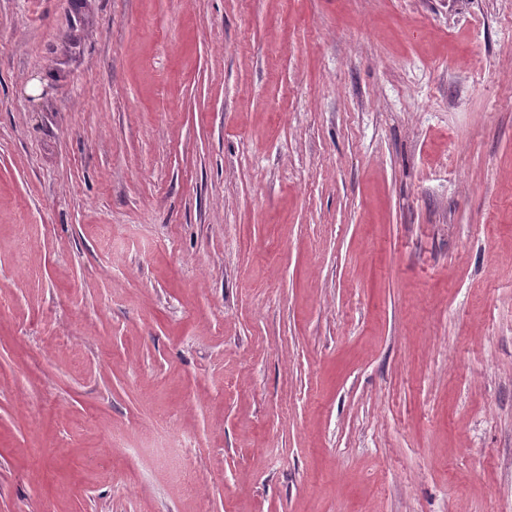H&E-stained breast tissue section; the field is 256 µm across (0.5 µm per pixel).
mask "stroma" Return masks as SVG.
Here are the masks:
<instances>
[{
	"mask_svg": "<svg viewBox=\"0 0 512 512\" xmlns=\"http://www.w3.org/2000/svg\"><path fill=\"white\" fill-rule=\"evenodd\" d=\"M0 512H512V0H0Z\"/></svg>",
	"mask_w": 512,
	"mask_h": 512,
	"instance_id": "obj_1",
	"label": "stroma"
}]
</instances>
